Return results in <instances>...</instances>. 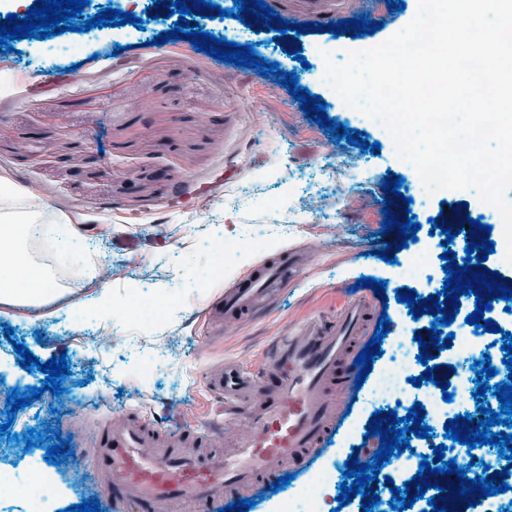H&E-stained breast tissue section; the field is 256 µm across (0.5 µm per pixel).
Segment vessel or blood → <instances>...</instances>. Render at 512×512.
Instances as JSON below:
<instances>
[{
	"label": "vessel or blood",
	"mask_w": 512,
	"mask_h": 512,
	"mask_svg": "<svg viewBox=\"0 0 512 512\" xmlns=\"http://www.w3.org/2000/svg\"><path fill=\"white\" fill-rule=\"evenodd\" d=\"M263 283L258 277L226 294V316L245 312ZM370 310L361 292L335 325L313 320L280 337L270 377L228 364L210 379V391L225 400V424L242 428L233 437V453L176 452L163 447L155 425L118 417L100 434L95 484L143 512H168L178 499L207 512L215 501L231 499L238 486L277 478L284 462L298 461L328 436L334 397L349 390L360 370L355 359L366 345Z\"/></svg>",
	"instance_id": "b4317fda"
}]
</instances>
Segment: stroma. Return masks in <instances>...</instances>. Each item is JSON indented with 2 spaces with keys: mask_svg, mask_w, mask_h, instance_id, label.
I'll list each match as a JSON object with an SVG mask.
<instances>
[{
  "mask_svg": "<svg viewBox=\"0 0 512 512\" xmlns=\"http://www.w3.org/2000/svg\"><path fill=\"white\" fill-rule=\"evenodd\" d=\"M401 11L385 0H279L277 13L294 23L326 24L368 16L381 30L353 33L307 32L275 42L274 31L259 28L254 16L211 17L201 9L196 22L215 37L247 30L266 62L296 73L299 86L321 96L327 117L352 123L371 153L336 141L300 108L275 76L238 67L197 51L189 40L154 44L155 35L174 28L171 18L153 17V0H93L91 8L131 12L142 27H105L64 32L44 40L22 39L0 53V175L33 188L45 205V223L65 221L77 229L83 260L59 267L55 286L35 307L0 303V394L42 389L45 375L20 367L14 343L40 361L65 356L70 368L61 395L43 391L41 414L19 409L8 435L0 436V476L27 483L48 467L47 443L26 448L29 429H54L73 454L52 468L58 484L51 512L98 499L101 512L135 508L92 492L91 457L98 428L113 415L131 413L186 440L200 452L209 447L200 434L224 431V402L206 388L212 371L235 363L252 371L266 367L280 336L314 317L333 324L340 296L360 277L385 281L372 296L373 315L387 314L390 336L403 328L419 334L427 318L407 321L399 292L436 296L445 280L444 262L427 232H420L427 257L424 277L403 280L404 257L397 231L383 232L376 216L391 208L397 221L437 218L443 204L460 205V218L484 220L486 206L474 190L440 191L422 208L404 200L420 191L414 167L401 160L393 140L375 119L350 122L338 94L323 80L325 56L377 46L409 23L417 0ZM401 175L402 198L382 190L387 173ZM353 180L371 188L368 205L345 211L328 180ZM321 194L323 220L311 224L306 202ZM346 243L337 246V235ZM268 235L272 241L244 262L230 255L221 277L212 275L211 242L242 241ZM386 258H378L379 250ZM288 271L275 292L244 313L231 328L216 322V304L226 292L260 274L267 265ZM128 306L137 296L165 304V320L130 332L127 321L101 302ZM103 327L117 340L101 348L93 341ZM365 390L352 389L336 400L332 430L320 448L289 468L287 488H245L239 499L253 500L250 512H268L288 493L310 483L322 469L344 472L349 454L371 462L379 436L368 435L372 410Z\"/></svg>",
  "mask_w": 512,
  "mask_h": 512,
  "instance_id": "35a3bbf8",
  "label": "stroma"
}]
</instances>
